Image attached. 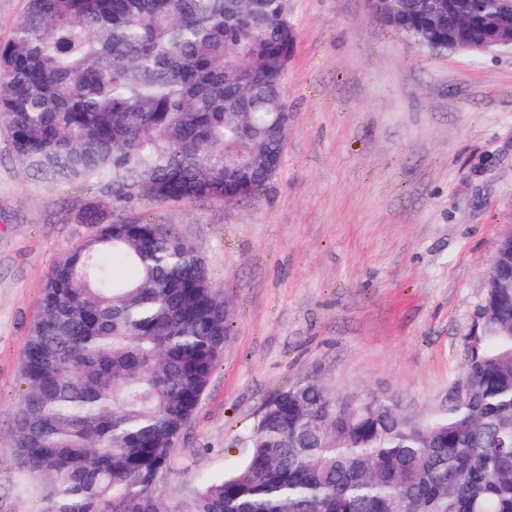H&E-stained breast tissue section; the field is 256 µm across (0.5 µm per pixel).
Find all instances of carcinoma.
<instances>
[{"instance_id": "cac0c4a2", "label": "carcinoma", "mask_w": 512, "mask_h": 512, "mask_svg": "<svg viewBox=\"0 0 512 512\" xmlns=\"http://www.w3.org/2000/svg\"><path fill=\"white\" fill-rule=\"evenodd\" d=\"M423 0H389L400 35ZM280 0H28L0 48V122L44 178H96V234L42 290L13 428L44 512H512V288L484 289L448 408L426 419L311 379L263 409L247 463L167 494L161 477L224 353L230 311L169 224L112 203L251 199L285 107ZM134 272L118 280L112 266Z\"/></svg>"}]
</instances>
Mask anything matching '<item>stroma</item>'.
I'll return each instance as SVG.
<instances>
[{
  "mask_svg": "<svg viewBox=\"0 0 512 512\" xmlns=\"http://www.w3.org/2000/svg\"><path fill=\"white\" fill-rule=\"evenodd\" d=\"M296 34L279 170L250 202L138 199L169 224L232 315L224 353L170 455L184 495L243 465L267 403L317 379L406 416L444 410L496 247L512 234V51L429 49L366 0H287ZM96 181L47 183L0 125V512H42L15 457L24 350L56 262L89 238Z\"/></svg>",
  "mask_w": 512,
  "mask_h": 512,
  "instance_id": "1",
  "label": "stroma"
}]
</instances>
